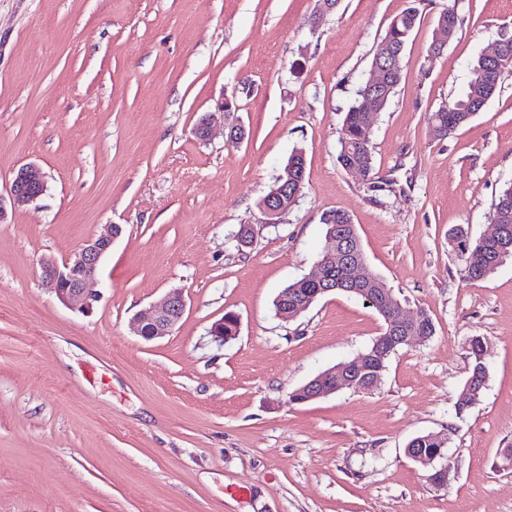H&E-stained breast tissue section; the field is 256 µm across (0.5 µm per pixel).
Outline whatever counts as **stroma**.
Here are the masks:
<instances>
[{
    "mask_svg": "<svg viewBox=\"0 0 512 512\" xmlns=\"http://www.w3.org/2000/svg\"><path fill=\"white\" fill-rule=\"evenodd\" d=\"M450 3L463 23L429 57ZM409 7L420 23L370 133L373 172L348 173L345 114ZM510 36L512 0H0V192L27 164L46 181L0 222V512H512V258L469 282L448 237L491 233L512 184V71L457 132L429 119ZM296 149L302 195L268 224L258 202ZM336 209L435 334L393 354L370 391L292 404L383 331L341 293L291 320L273 310L314 273ZM109 224L122 233L99 301L62 304L42 260ZM174 289L186 311L171 335L134 333V315ZM229 312L240 331L220 346L210 328ZM474 336L487 380L460 414ZM427 433L448 436L434 465L447 484L406 453Z\"/></svg>",
    "mask_w": 512,
    "mask_h": 512,
    "instance_id": "35a3bbf8",
    "label": "stroma"
}]
</instances>
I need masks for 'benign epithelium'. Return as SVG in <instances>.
Returning <instances> with one entry per match:
<instances>
[{"label":"benign epithelium","mask_w":512,"mask_h":512,"mask_svg":"<svg viewBox=\"0 0 512 512\" xmlns=\"http://www.w3.org/2000/svg\"><path fill=\"white\" fill-rule=\"evenodd\" d=\"M491 65L501 68L512 64V53L506 44L499 43L494 50L485 55ZM394 67L376 65L367 81L368 89L382 88ZM46 191L43 174L34 165L20 168L7 189V196L0 195V221L4 219L7 209L17 210L39 199ZM285 193L275 192L263 206L269 223L273 224L281 215V204ZM122 228L118 224L108 225L107 231L86 240L69 254L62 262L51 259L41 262L42 282L50 292L63 303L74 300L81 302L80 308L86 312L93 308L99 294L93 292L89 285L100 274L101 261L110 251L114 241L120 236ZM353 242L344 231L331 230L329 246L324 255L316 262L317 273L307 281L316 286L313 294L302 301L285 303L281 306L280 317L292 319L306 311L319 294L343 290L368 292L371 302L384 313L389 329L385 336L376 341L380 346L383 341L392 345H407L416 340H427L425 314L419 313L409 317L401 304L395 299L392 290L383 284L378 276L367 268L366 262L353 259ZM186 310V301L182 291L173 290L164 299L136 313L133 318L134 331L150 341L162 339L182 319ZM381 378L379 370L364 365V356H359L350 363L342 364L317 375L299 391L300 402H308L332 394L344 387L358 392L368 391L377 385Z\"/></svg>","instance_id":"benign-epithelium-1"}]
</instances>
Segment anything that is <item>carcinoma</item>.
<instances>
[{
    "mask_svg": "<svg viewBox=\"0 0 512 512\" xmlns=\"http://www.w3.org/2000/svg\"><path fill=\"white\" fill-rule=\"evenodd\" d=\"M418 23V10L410 7L397 15L378 44L372 58V64L389 61L391 52L404 51L406 44ZM504 70L489 71L484 65L483 58H478L470 71V78L464 94L450 102L441 104L431 114L435 127L452 128L456 131L466 125L478 112L487 105L500 88ZM358 103H353L347 110L341 136L337 161L344 169L351 166L373 170V156L366 127L377 122L379 113L370 114L357 109ZM306 161L302 152L293 151L282 172L275 178L274 186H287L305 177ZM490 221L508 229V242L512 243V185L504 188L494 203ZM322 224L325 232H330L332 226L351 224L350 215L341 210H332L324 214ZM461 253V274L469 281L486 278L503 261L512 256V246L499 249L481 239L471 243L467 237L458 241ZM471 354V373L469 381L476 388H484L486 381V365L481 355L485 353L484 341L478 336L469 341ZM409 447L417 449V453L429 462L442 455L441 445L436 443L431 435H421L412 439Z\"/></svg>",
    "mask_w": 512,
    "mask_h": 512,
    "instance_id": "cac0c4a2",
    "label": "carcinoma"
}]
</instances>
